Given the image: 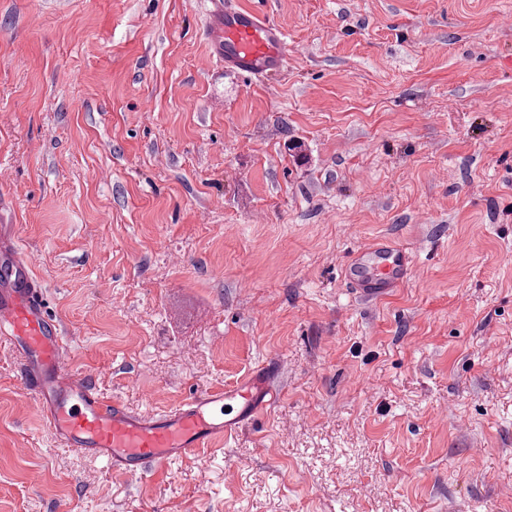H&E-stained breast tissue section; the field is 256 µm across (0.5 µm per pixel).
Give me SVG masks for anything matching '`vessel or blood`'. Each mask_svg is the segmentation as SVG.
I'll return each mask as SVG.
<instances>
[{
  "label": "vessel or blood",
  "mask_w": 512,
  "mask_h": 512,
  "mask_svg": "<svg viewBox=\"0 0 512 512\" xmlns=\"http://www.w3.org/2000/svg\"><path fill=\"white\" fill-rule=\"evenodd\" d=\"M210 32L216 56L249 77L278 73L288 58L284 31L254 10L215 8ZM33 264L32 256L18 250L0 263V336L20 357L32 411L63 447L103 458L115 470L143 474L148 466L186 457L231 434L275 402L271 373L264 366L234 388L195 396L154 415L107 402L69 369L60 325L30 276ZM410 264L406 249L378 239L357 249L344 271L357 292L378 297L407 276Z\"/></svg>",
  "instance_id": "1"
}]
</instances>
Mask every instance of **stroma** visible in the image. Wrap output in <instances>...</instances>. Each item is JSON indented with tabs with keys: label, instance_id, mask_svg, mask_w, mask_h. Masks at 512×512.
Wrapping results in <instances>:
<instances>
[{
	"label": "stroma",
	"instance_id": "obj_1",
	"mask_svg": "<svg viewBox=\"0 0 512 512\" xmlns=\"http://www.w3.org/2000/svg\"><path fill=\"white\" fill-rule=\"evenodd\" d=\"M233 4L284 74L213 58L209 0H0V238L70 368L152 414L282 365L140 476L62 447L0 343V512H512V0ZM379 238L412 270L365 300ZM367 258L374 263L368 265ZM410 253L385 239H378L358 248L345 264V275L356 285L360 294L378 297L395 288L408 275Z\"/></svg>",
	"mask_w": 512,
	"mask_h": 512
}]
</instances>
